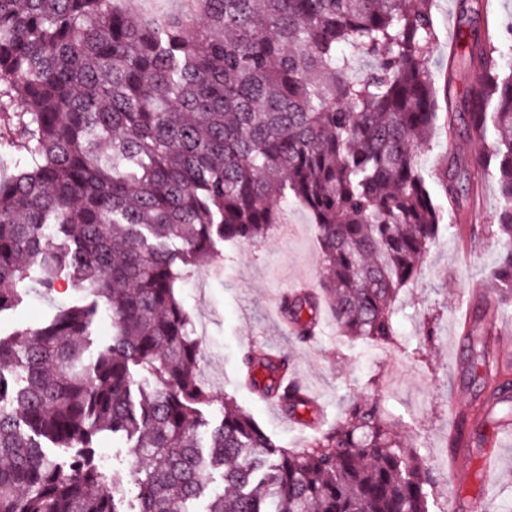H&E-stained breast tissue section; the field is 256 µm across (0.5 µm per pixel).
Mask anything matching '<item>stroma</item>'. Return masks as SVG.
<instances>
[{
	"label": "stroma",
	"mask_w": 512,
	"mask_h": 512,
	"mask_svg": "<svg viewBox=\"0 0 512 512\" xmlns=\"http://www.w3.org/2000/svg\"><path fill=\"white\" fill-rule=\"evenodd\" d=\"M474 7V13L464 18L456 0H433L431 5L437 43L428 69L436 89H447L449 101L460 100L485 80L481 70L451 56L459 45L461 30L491 31L495 46L512 57V0H474ZM449 101L440 102V112H447ZM488 146L487 140L475 135L450 134L446 120L441 119L432 130L428 149L418 159L431 195L445 216L439 238L423 258L421 276L405 287L397 300L398 345L391 353L340 336L326 303L321 306L320 332L314 342H295L283 328L277 315L278 296L303 282L321 290L324 278L313 215L292 199L282 206L285 230H273L258 245L217 243L221 268L200 263L184 269L177 295L195 327L205 331L201 370L219 378L221 393L234 398L267 434L289 448L306 447L313 431L302 418L271 413L243 386L240 360L250 345L288 355L326 423L342 419L350 396L380 400L397 425L413 438L434 476L435 502L443 504L457 487L447 480L440 465L454 426L451 400L458 396L475 406L483 404L489 394L463 361V352L455 348L453 338L459 333L462 315L476 307L470 288L478 284L491 287L501 245L490 236L468 244L458 230L462 224L480 229L494 223L499 206L495 180L471 171L476 189L463 198L461 213L454 214L448 210L439 175L450 155L471 157ZM23 286L27 290L23 303L0 315L2 334L43 325L58 308L80 303L84 297L64 280L51 291L32 278ZM428 323L434 335L425 359L409 357V350L423 341V327ZM470 441L475 449L495 444L501 459L491 477L485 475L478 460H471L462 485L483 495L487 512H512V435L484 417L475 421Z\"/></svg>",
	"instance_id": "35a3bbf8"
}]
</instances>
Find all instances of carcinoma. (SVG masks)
<instances>
[{
  "label": "carcinoma",
  "mask_w": 512,
  "mask_h": 512,
  "mask_svg": "<svg viewBox=\"0 0 512 512\" xmlns=\"http://www.w3.org/2000/svg\"><path fill=\"white\" fill-rule=\"evenodd\" d=\"M123 0H0V314L35 273L88 302L0 335V512H431L433 476L377 400L293 450L200 378L201 344L177 298L180 267L215 243H260L290 196L313 214L323 296L341 333L394 343L399 292L441 224L417 167L438 117L426 66L432 0H183L142 16ZM369 57L349 73L338 50ZM487 80L448 126L493 137L471 165L497 181L496 306L512 303V62L469 33ZM467 169L441 180L454 205ZM177 240L180 246H172ZM321 296V297H323ZM321 297L282 307L316 337ZM112 340L90 349L96 318ZM485 384L512 389L508 370ZM252 385L290 416L317 407L290 360L252 350ZM221 418L209 426L203 408ZM130 440L129 479L104 471L102 433Z\"/></svg>",
  "instance_id": "obj_1"
}]
</instances>
